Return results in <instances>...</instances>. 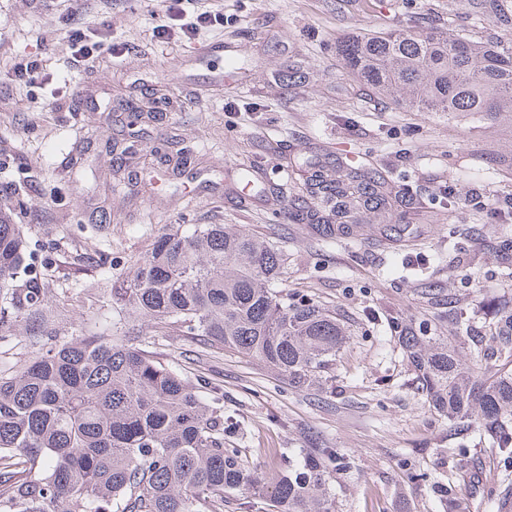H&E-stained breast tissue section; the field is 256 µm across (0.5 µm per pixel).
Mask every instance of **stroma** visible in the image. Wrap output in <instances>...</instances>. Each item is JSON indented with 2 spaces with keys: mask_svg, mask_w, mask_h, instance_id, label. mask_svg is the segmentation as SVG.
<instances>
[{
  "mask_svg": "<svg viewBox=\"0 0 512 512\" xmlns=\"http://www.w3.org/2000/svg\"><path fill=\"white\" fill-rule=\"evenodd\" d=\"M231 24L210 37L239 46L233 67L193 57L192 45L155 38L160 5L115 22L112 39L143 45L138 54L105 55L77 71L69 42L46 26L37 0H0V30L16 51H41L47 71L72 87H91L98 104L79 112H0V189L18 192L15 221L27 225L33 265L66 269L75 255L106 252L112 275L169 224H235L280 246L283 285L333 310L352 339L336 361V380L292 390L264 364L218 350L202 356L185 336H155L162 364L201 375L224 398V414L244 426L240 448L268 466L273 454L318 441L351 455L338 474V512H441L433 481L457 485L464 512H490L501 470L495 451L471 441L469 467L458 470L440 450L448 422L421 393L388 321L425 305L426 282L449 286L476 318L512 298L499 246L512 239V115L408 112L345 70L339 42L351 34L398 32L425 24L453 26L484 42H512V26L475 20L467 0H224ZM294 71L284 82V71ZM178 96L181 111L143 123L139 149L116 159L126 106L144 89ZM167 140L165 156L150 148ZM371 167L390 205L349 237L323 239L295 223L286 205L303 190L291 167ZM477 196L482 206H467ZM462 257L468 275L450 268ZM428 474L408 480L402 458Z\"/></svg>",
  "mask_w": 512,
  "mask_h": 512,
  "instance_id": "obj_1",
  "label": "stroma"
}]
</instances>
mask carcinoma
Instances as JSON below:
<instances>
[{"mask_svg": "<svg viewBox=\"0 0 512 512\" xmlns=\"http://www.w3.org/2000/svg\"><path fill=\"white\" fill-rule=\"evenodd\" d=\"M478 16L507 24L503 0H469ZM357 79L416 112H512V42L488 44L451 30L353 35L338 48ZM388 203L379 173L339 169L307 181L290 217L326 239L350 234ZM14 208L0 203V340L23 337L0 362V512H224V496L269 498L271 512H336V473L352 458L317 442L274 470L238 448V421L224 417L209 385L155 360L144 336H188L204 350L255 359L295 390L336 376L351 332L306 296L279 287L284 251L235 224L171 225L112 279L104 253L69 273L35 270ZM112 282L98 316L120 338L67 322L57 302L78 274ZM423 295L435 313L391 326L421 392L450 435L488 442L512 465V300L478 323L442 288ZM444 512L457 490L435 485Z\"/></svg>", "mask_w": 512, "mask_h": 512, "instance_id": "cac0c4a2", "label": "carcinoma"}]
</instances>
